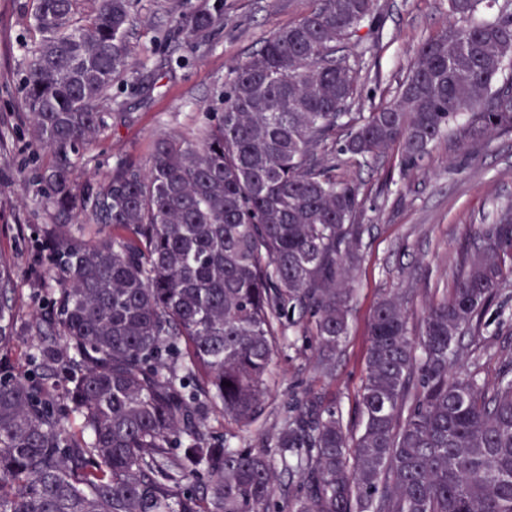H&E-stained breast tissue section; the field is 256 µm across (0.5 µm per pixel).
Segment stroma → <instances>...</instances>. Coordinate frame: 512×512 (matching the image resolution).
Instances as JSON below:
<instances>
[{
	"label": "stroma",
	"instance_id": "1",
	"mask_svg": "<svg viewBox=\"0 0 512 512\" xmlns=\"http://www.w3.org/2000/svg\"><path fill=\"white\" fill-rule=\"evenodd\" d=\"M29 0H0V262L17 290L16 336L11 351L23 373L37 370L28 325L45 309L62 274L51 265L42 236L45 225L76 232L73 219L29 193L45 163L29 143L20 84L25 48L32 39ZM216 6L224 24L201 50L186 42L175 17H191L201 4ZM137 24L128 42L132 68L112 85L109 127L96 145L77 157L79 189L107 179L121 164L147 165L150 146L162 133L194 136L206 107L229 69L277 28L310 12L316 0H134ZM380 44L357 74L364 108L388 101L412 64L418 45L448 23L443 0H379ZM341 176L361 186L363 223L369 232L355 270L349 333L331 376L314 369L307 340L303 353L283 351L271 366L267 415L277 421L293 395L311 392L335 401L351 433L361 429L356 402L365 372L369 323L379 296L410 290L412 326L441 298L454 260L474 227L490 220L497 203L512 200V135L458 146L441 139L409 177L387 156L373 168L343 166ZM480 340L489 349L484 371L495 375L512 356V299L492 305Z\"/></svg>",
	"mask_w": 512,
	"mask_h": 512
}]
</instances>
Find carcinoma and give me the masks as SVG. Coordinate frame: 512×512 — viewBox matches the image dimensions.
Masks as SVG:
<instances>
[{"label": "carcinoma", "mask_w": 512, "mask_h": 512, "mask_svg": "<svg viewBox=\"0 0 512 512\" xmlns=\"http://www.w3.org/2000/svg\"><path fill=\"white\" fill-rule=\"evenodd\" d=\"M482 2L447 0L455 22L364 113L357 67L379 39L360 31L377 0H317L231 69L196 138L161 135L148 167L81 192L73 158L112 118L134 0H33L22 107L49 157L34 192L90 228L46 231L63 279L29 326L32 377L11 360L0 263V512H512V358L490 380L471 347L512 298V203L475 229L418 332L405 293L379 297L356 436L307 393L260 424L290 332L312 336L323 375L348 335L368 227L336 163L392 149L412 171L451 133L512 134V8L476 21ZM223 22L203 7L180 30L201 47ZM217 417L259 424L271 451L227 445ZM284 475L300 485L280 501Z\"/></svg>", "instance_id": "cac0c4a2"}]
</instances>
